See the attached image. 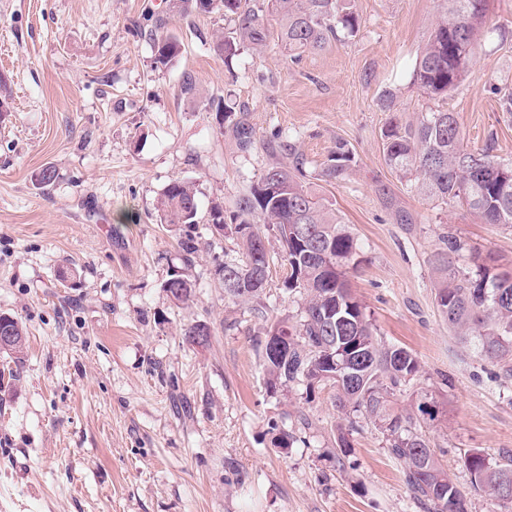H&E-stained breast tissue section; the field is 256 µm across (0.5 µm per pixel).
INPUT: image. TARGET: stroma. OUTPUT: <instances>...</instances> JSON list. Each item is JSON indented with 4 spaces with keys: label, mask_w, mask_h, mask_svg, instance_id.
Instances as JSON below:
<instances>
[{
    "label": "stroma",
    "mask_w": 512,
    "mask_h": 512,
    "mask_svg": "<svg viewBox=\"0 0 512 512\" xmlns=\"http://www.w3.org/2000/svg\"><path fill=\"white\" fill-rule=\"evenodd\" d=\"M354 8L353 40L297 61L272 44L228 65L213 50L233 26L220 13L174 20L166 0H0L12 94L0 115V314L27 336L22 360L0 353V512H427L374 426L340 453L334 388L266 392L256 337L302 307L283 289L277 244L261 300L238 304L214 273L215 259L238 257L235 238L199 223L200 249L185 261L156 209L175 178L195 184L201 209L217 197L233 208L276 161L274 146L294 145L317 172L340 142L352 169L317 190L358 241L351 291L378 336L422 366L392 405L432 397L439 415L420 433L468 491V512H501L471 492L462 459L512 452V381L442 319L434 257L452 234L460 265L479 255L511 271L512 228L412 191L386 163L384 129L394 115L405 125L448 110L469 146L491 140L512 160V122L491 91L512 88V0H488L470 73L441 100L412 72L442 0ZM162 19L182 41L167 68L153 63ZM186 71L201 97L181 95ZM213 98L245 109L250 150L218 124ZM47 164L59 178L43 190L32 178ZM176 273L196 284L180 307L164 291ZM198 321L211 328L204 348L181 336ZM274 420L298 436L288 453L272 444Z\"/></svg>",
    "instance_id": "1"
}]
</instances>
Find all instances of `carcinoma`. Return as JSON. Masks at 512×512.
<instances>
[{"instance_id": "carcinoma-1", "label": "carcinoma", "mask_w": 512, "mask_h": 512, "mask_svg": "<svg viewBox=\"0 0 512 512\" xmlns=\"http://www.w3.org/2000/svg\"><path fill=\"white\" fill-rule=\"evenodd\" d=\"M353 0H192L178 12L184 19L198 14L224 13L234 22L227 33L216 37L213 51L229 63L245 50L261 53L274 42L296 60L322 50L332 41L353 38L360 21ZM440 16L427 42L417 54L414 83L430 99L444 98L460 83L472 64L486 25L487 0H443ZM154 64L169 66L177 61L181 42L160 30L153 35ZM181 95L195 98L201 89L194 75L186 72ZM229 132L242 151L252 148L253 128L245 117L231 122ZM387 164L400 176L414 180L410 188L445 203L457 202L484 224L512 227V162L494 153L489 140L480 148L464 147V135L453 112L425 113L416 126L391 121L385 132ZM354 155L339 142L314 179L329 184L345 180ZM160 223L179 235L185 259L198 252L194 235L199 223V200L195 185L180 178L171 180L157 202ZM214 230L232 234L242 258L215 261V275L234 301L248 302L266 290L268 273L255 275L250 268L260 262L259 244L274 236L280 258L288 267L283 287L303 293L299 321L285 315L273 319L258 340L264 365V382L272 394L294 384L309 387L329 382L336 390L334 402L348 419V429L337 438L339 448H351L349 435L363 424L378 427L390 454L404 464L405 484L431 512H468L467 493L449 477L427 440L415 429L421 420L437 417L434 401L422 396L410 408L396 411L391 397L420 376L421 363L405 348L389 345L377 336L363 306L353 296L349 274L358 267V245L348 225L335 208L316 194L308 182L303 155L288 147V162L271 164L226 212L214 201L207 211ZM446 249L435 263L445 273L436 293V305L448 328L462 340L477 339L481 353L498 367V377L512 380V275L491 269L475 258L466 270L455 267L464 249L461 240L447 237ZM180 293L169 299L187 304L195 296V283L174 274ZM6 328L16 337L13 355L23 352L25 329L11 319ZM288 330L292 341L285 351H268L267 336ZM272 444L286 450L297 436L279 423L271 425ZM471 489L484 493L502 506L512 497H500L503 483L512 485V454L492 459L480 450L465 454Z\"/></svg>"}]
</instances>
